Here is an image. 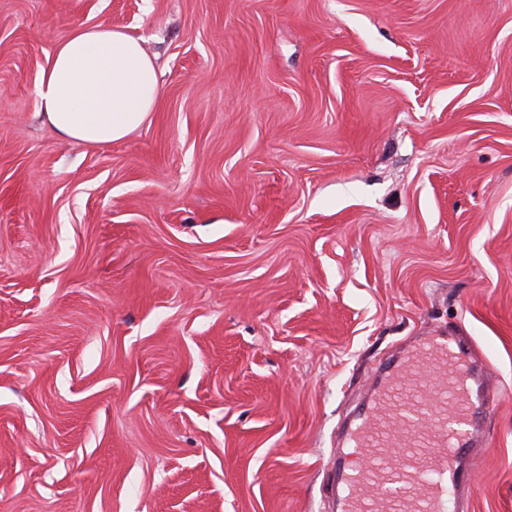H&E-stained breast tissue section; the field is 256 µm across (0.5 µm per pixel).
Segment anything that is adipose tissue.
<instances>
[{
  "instance_id": "adipose-tissue-1",
  "label": "adipose tissue",
  "mask_w": 512,
  "mask_h": 512,
  "mask_svg": "<svg viewBox=\"0 0 512 512\" xmlns=\"http://www.w3.org/2000/svg\"><path fill=\"white\" fill-rule=\"evenodd\" d=\"M162 93L139 38L105 26H78L53 49L37 94L45 121L63 138L94 146L142 126Z\"/></svg>"
}]
</instances>
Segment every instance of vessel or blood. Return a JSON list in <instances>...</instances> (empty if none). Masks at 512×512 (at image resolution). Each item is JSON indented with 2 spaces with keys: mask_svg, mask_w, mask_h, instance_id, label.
I'll use <instances>...</instances> for the list:
<instances>
[{
  "mask_svg": "<svg viewBox=\"0 0 512 512\" xmlns=\"http://www.w3.org/2000/svg\"><path fill=\"white\" fill-rule=\"evenodd\" d=\"M474 359L471 338L451 334L413 339L379 366L343 424L329 512H447L449 495L472 494L476 424L499 401ZM396 447L405 450L398 461Z\"/></svg>",
  "mask_w": 512,
  "mask_h": 512,
  "instance_id": "1",
  "label": "vessel or blood"
}]
</instances>
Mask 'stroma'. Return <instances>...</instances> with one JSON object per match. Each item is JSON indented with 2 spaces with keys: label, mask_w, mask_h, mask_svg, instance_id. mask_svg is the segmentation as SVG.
<instances>
[{
  "label": "stroma",
  "mask_w": 512,
  "mask_h": 512,
  "mask_svg": "<svg viewBox=\"0 0 512 512\" xmlns=\"http://www.w3.org/2000/svg\"><path fill=\"white\" fill-rule=\"evenodd\" d=\"M162 95L62 139L80 25ZM500 393L512 512V0H0V512H323L340 417L411 336ZM161 93L140 38L105 25L78 26L59 42L37 87L45 121L63 138L94 146L142 126Z\"/></svg>",
  "instance_id": "obj_1"
}]
</instances>
